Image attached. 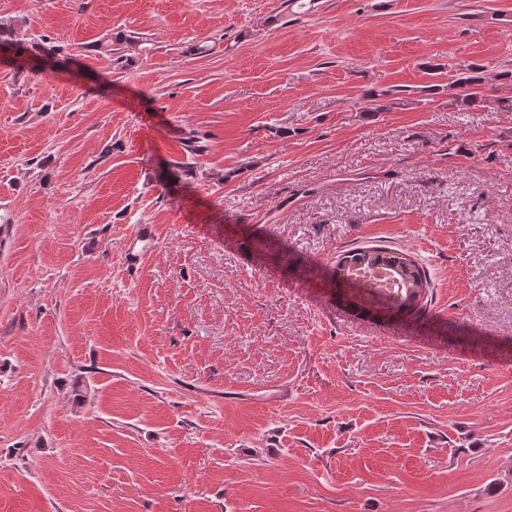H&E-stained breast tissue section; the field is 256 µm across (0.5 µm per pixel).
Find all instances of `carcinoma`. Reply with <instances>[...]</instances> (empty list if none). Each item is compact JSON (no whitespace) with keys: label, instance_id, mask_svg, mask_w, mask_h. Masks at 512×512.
Here are the masks:
<instances>
[{"label":"carcinoma","instance_id":"1","mask_svg":"<svg viewBox=\"0 0 512 512\" xmlns=\"http://www.w3.org/2000/svg\"><path fill=\"white\" fill-rule=\"evenodd\" d=\"M20 25V21L11 17H0V47H20L17 39ZM136 45L138 41L135 36L120 32L106 40L102 50L116 55V63L128 66L133 57L126 51ZM61 53L62 47L47 36L31 45V55L43 65L58 66L63 63L59 59ZM485 82V72L470 64H459L456 69L448 71V85L454 90L452 101L461 111L488 100L486 95L480 93ZM375 268L391 273L401 288L400 313L418 306L431 288V279L424 266L404 252L383 246L352 247L342 251L337 256L335 277L358 278L360 274L369 273Z\"/></svg>","mask_w":512,"mask_h":512}]
</instances>
